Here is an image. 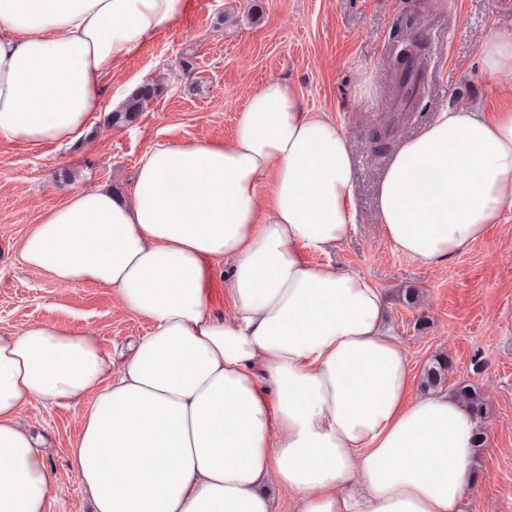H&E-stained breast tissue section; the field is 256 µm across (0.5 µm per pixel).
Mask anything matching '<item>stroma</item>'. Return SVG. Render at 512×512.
<instances>
[{"label": "stroma", "mask_w": 512, "mask_h": 512, "mask_svg": "<svg viewBox=\"0 0 512 512\" xmlns=\"http://www.w3.org/2000/svg\"><path fill=\"white\" fill-rule=\"evenodd\" d=\"M496 32L512 34V0H184L178 23L158 29L105 80L87 138L62 148L0 138V334L54 323L92 334L104 356L118 361L148 333L149 321L123 308L112 289L62 284L24 266L20 241L76 189L105 184L130 195L135 167L155 143L230 140L249 97L267 81H282L304 111L336 123L349 142L359 222L330 260L385 290L386 325L414 375L448 356V385L474 382L486 402L485 441L462 512H512V202L484 238L425 267L397 251L378 222L389 158L375 155L372 141L395 96L396 56L421 33L423 87L396 124L393 146L447 107L512 111V80L483 67V42ZM184 59L192 70L181 67ZM155 80L163 91L136 124L108 122L129 88ZM477 358L484 367L476 373ZM90 403L35 400L19 412L45 441L47 469L62 488L47 512H89L71 450Z\"/></svg>", "instance_id": "stroma-1"}]
</instances>
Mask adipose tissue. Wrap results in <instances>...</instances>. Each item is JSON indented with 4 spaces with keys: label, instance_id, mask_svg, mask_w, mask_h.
<instances>
[{
    "label": "adipose tissue",
    "instance_id": "ef3b65f1",
    "mask_svg": "<svg viewBox=\"0 0 512 512\" xmlns=\"http://www.w3.org/2000/svg\"><path fill=\"white\" fill-rule=\"evenodd\" d=\"M184 0H0V138L69 144L103 80ZM342 130L265 82L234 136L160 142L132 193L74 191L19 250L63 283L116 291L150 331L119 369L86 333L0 335V512H46L58 487L19 410L93 394L73 468L93 512H460L476 423L453 395L410 398L411 364L366 277L309 263L355 228ZM512 202V113L441 111L392 156L377 215L395 249L435 266ZM235 310L210 307L214 265Z\"/></svg>",
    "mask_w": 512,
    "mask_h": 512
}]
</instances>
